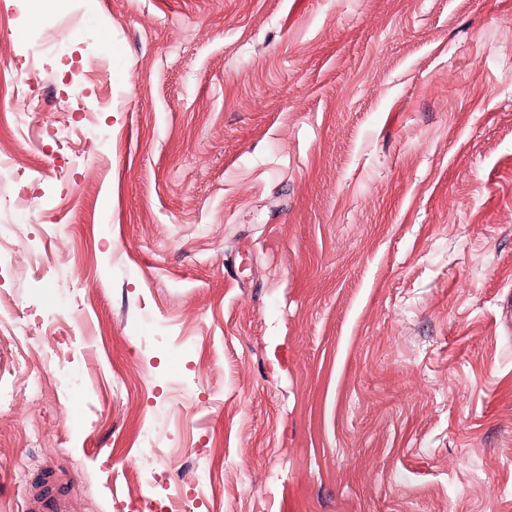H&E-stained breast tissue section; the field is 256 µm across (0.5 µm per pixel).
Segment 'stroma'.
<instances>
[{"label":"stroma","mask_w":512,"mask_h":512,"mask_svg":"<svg viewBox=\"0 0 512 512\" xmlns=\"http://www.w3.org/2000/svg\"><path fill=\"white\" fill-rule=\"evenodd\" d=\"M70 2L32 100L0 0V512H512V0ZM51 475L46 474L42 481L31 488L27 500V512H70L69 498L50 489Z\"/></svg>","instance_id":"1"}]
</instances>
